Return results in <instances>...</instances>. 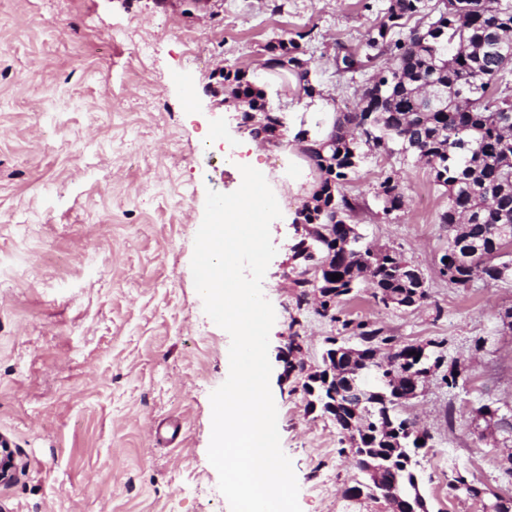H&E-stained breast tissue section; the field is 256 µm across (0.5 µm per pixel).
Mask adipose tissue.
Instances as JSON below:
<instances>
[{
    "instance_id": "ef3b65f1",
    "label": "adipose tissue",
    "mask_w": 512,
    "mask_h": 512,
    "mask_svg": "<svg viewBox=\"0 0 512 512\" xmlns=\"http://www.w3.org/2000/svg\"><path fill=\"white\" fill-rule=\"evenodd\" d=\"M282 159L288 179L284 193L271 189L265 166L245 156L232 158L239 192L225 198L223 223L210 225L205 234L204 250L212 256L216 278L203 290L214 297L225 325L237 334V346L228 357L232 377L216 412L215 437L217 450L224 456L228 488L241 512H284L290 481L277 445L278 429L260 396L265 381L262 296L241 271L245 254L263 255L271 232L262 224L253 225L249 235L240 232L243 214L253 208L280 211L289 199L311 196L316 189L318 181L311 174L304 145L289 144Z\"/></svg>"
}]
</instances>
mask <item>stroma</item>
<instances>
[{"label":"stroma","instance_id":"obj_1","mask_svg":"<svg viewBox=\"0 0 512 512\" xmlns=\"http://www.w3.org/2000/svg\"><path fill=\"white\" fill-rule=\"evenodd\" d=\"M388 0H0V436L16 463L0 512H238L215 456L213 407L235 338L197 284L216 203L237 180L224 151L249 133L224 107L223 70H241L298 129L315 100L272 83L267 46L300 37L321 99L351 106L375 69L368 32ZM362 63L338 72L336 59ZM395 172L404 206L375 196ZM365 242L421 272L420 306L387 308L368 284L342 301L394 346L435 343L441 364L397 409L430 440L421 495L431 512H483L449 490L455 474L512 500V275L460 288L440 276L448 193L427 166L367 153L344 186ZM253 282L266 314L264 399L279 426L288 512H374L344 491L361 475L342 435L310 409L281 351L299 332L320 364L327 337L349 346L286 278L297 241L286 212ZM461 382L449 387L450 366ZM177 421L172 442L150 440Z\"/></svg>","mask_w":512,"mask_h":512}]
</instances>
